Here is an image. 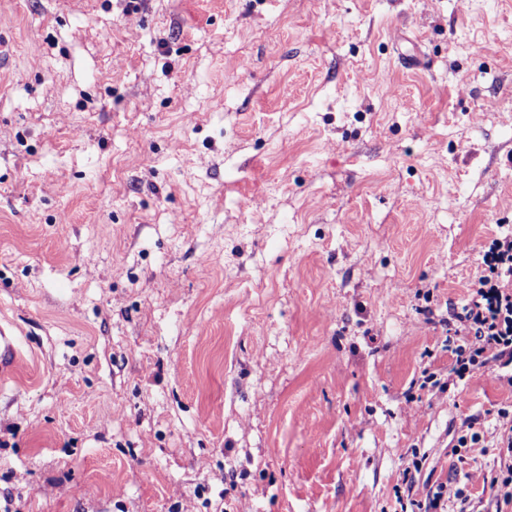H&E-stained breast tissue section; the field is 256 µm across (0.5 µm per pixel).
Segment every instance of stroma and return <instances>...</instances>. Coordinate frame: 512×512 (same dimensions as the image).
Wrapping results in <instances>:
<instances>
[{"label": "stroma", "instance_id": "obj_1", "mask_svg": "<svg viewBox=\"0 0 512 512\" xmlns=\"http://www.w3.org/2000/svg\"><path fill=\"white\" fill-rule=\"evenodd\" d=\"M125 5L0 0V512H400L416 455L495 512L512 387L419 384L512 225V0ZM20 336L3 326L0 327V386L11 381L15 370L23 362Z\"/></svg>", "mask_w": 512, "mask_h": 512}]
</instances>
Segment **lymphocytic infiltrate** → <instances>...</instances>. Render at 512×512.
Here are the masks:
<instances>
[{
  "mask_svg": "<svg viewBox=\"0 0 512 512\" xmlns=\"http://www.w3.org/2000/svg\"><path fill=\"white\" fill-rule=\"evenodd\" d=\"M482 274L467 285L468 295L448 331L455 362L447 380L425 372V382L447 391L486 372L512 386V226L501 225L481 252ZM496 440L500 469L487 486L497 505L512 507V405L498 408Z\"/></svg>",
  "mask_w": 512,
  "mask_h": 512,
  "instance_id": "lymphocytic-infiltrate-1",
  "label": "lymphocytic infiltrate"
}]
</instances>
